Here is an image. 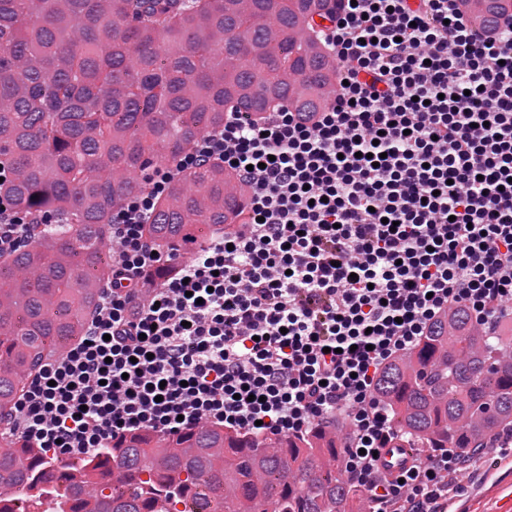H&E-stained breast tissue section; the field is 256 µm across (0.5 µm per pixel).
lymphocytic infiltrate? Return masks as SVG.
<instances>
[{"label": "lymphocytic infiltrate", "instance_id": "lymphocytic-infiltrate-1", "mask_svg": "<svg viewBox=\"0 0 512 512\" xmlns=\"http://www.w3.org/2000/svg\"><path fill=\"white\" fill-rule=\"evenodd\" d=\"M321 111L226 113L143 175L112 214V278L81 336L30 377L8 422L67 459L126 432L210 423L278 436L340 418L368 512H437V448L400 475L376 380L455 305L492 326L512 305V16L475 29L461 0H341ZM219 165L245 221L183 259L144 227L183 173ZM33 217L0 198V252Z\"/></svg>", "mask_w": 512, "mask_h": 512}]
</instances>
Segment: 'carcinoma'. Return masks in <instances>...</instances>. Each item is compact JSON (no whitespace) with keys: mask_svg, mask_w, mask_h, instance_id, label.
<instances>
[{"mask_svg":"<svg viewBox=\"0 0 512 512\" xmlns=\"http://www.w3.org/2000/svg\"><path fill=\"white\" fill-rule=\"evenodd\" d=\"M489 27L512 0H473ZM337 0H0V150L13 176L0 195L53 224L0 253V416L27 378L81 335L112 276V212L141 192L140 174L193 147L227 112L288 105L317 112L336 60L315 18ZM246 188L214 165L184 173L147 234L193 247L239 219ZM490 333L453 306L382 373L395 440L468 457L512 432V312ZM337 421L264 437L208 425L137 431L74 461L50 462L0 434V503L30 512H366L342 476Z\"/></svg>","mask_w":512,"mask_h":512,"instance_id":"1","label":"carcinoma"}]
</instances>
